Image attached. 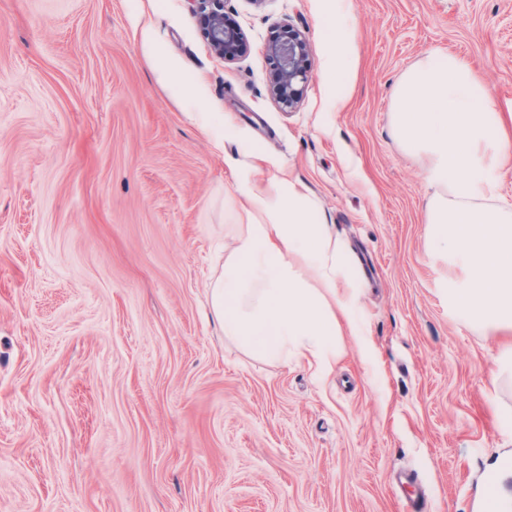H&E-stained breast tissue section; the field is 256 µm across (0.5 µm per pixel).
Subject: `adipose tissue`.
Masks as SVG:
<instances>
[{
  "instance_id": "obj_1",
  "label": "adipose tissue",
  "mask_w": 512,
  "mask_h": 512,
  "mask_svg": "<svg viewBox=\"0 0 512 512\" xmlns=\"http://www.w3.org/2000/svg\"><path fill=\"white\" fill-rule=\"evenodd\" d=\"M322 34L334 51L337 86L350 84L354 58L347 43L352 0H336ZM153 69L170 93L191 103L192 119L223 138L194 102L200 81L168 57ZM390 133L416 159L433 193L426 222L436 249L458 276L448 280V305L487 333L512 332V208L498 205L497 176L512 164V132L490 89L465 58L428 54L407 70L390 105ZM237 245L211 292V316L224 336L255 353L288 363L306 360L329 373L343 329H354L357 288L346 259L305 183L264 151L229 159Z\"/></svg>"
}]
</instances>
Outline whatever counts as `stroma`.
I'll return each instance as SVG.
<instances>
[{"instance_id": "35a3bbf8", "label": "stroma", "mask_w": 512, "mask_h": 512, "mask_svg": "<svg viewBox=\"0 0 512 512\" xmlns=\"http://www.w3.org/2000/svg\"><path fill=\"white\" fill-rule=\"evenodd\" d=\"M328 0H224L247 38L213 54L189 0H0V512H512L508 338L449 309L432 189L390 134L428 53L466 56L512 127V0H353L341 106ZM200 78L215 141L157 82L142 29ZM308 43L296 108L267 43ZM302 179L359 290L332 371L250 353L208 319L234 247L229 157Z\"/></svg>"}]
</instances>
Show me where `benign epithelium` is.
Returning <instances> with one entry per match:
<instances>
[{"label": "benign epithelium", "mask_w": 512, "mask_h": 512, "mask_svg": "<svg viewBox=\"0 0 512 512\" xmlns=\"http://www.w3.org/2000/svg\"><path fill=\"white\" fill-rule=\"evenodd\" d=\"M193 13L198 17L210 50L226 62L241 53L244 35L239 29L224 26V0H191ZM266 55L274 63L270 92L280 104L293 107L298 103L299 85L308 81L305 59L308 45L305 38L290 29L288 35L266 47Z\"/></svg>", "instance_id": "7a95c632"}]
</instances>
